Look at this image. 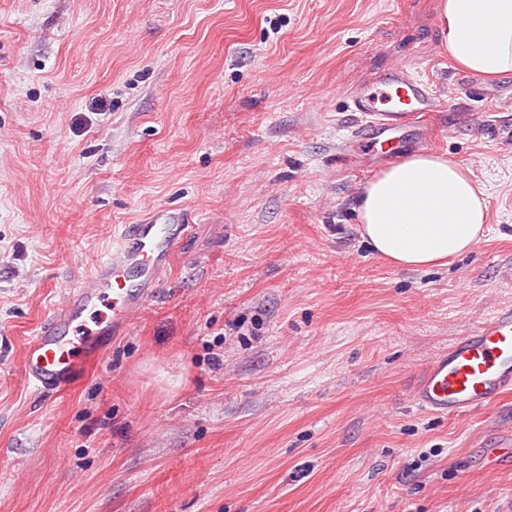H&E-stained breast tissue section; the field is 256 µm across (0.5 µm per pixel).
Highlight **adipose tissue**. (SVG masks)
Instances as JSON below:
<instances>
[{
  "mask_svg": "<svg viewBox=\"0 0 512 512\" xmlns=\"http://www.w3.org/2000/svg\"><path fill=\"white\" fill-rule=\"evenodd\" d=\"M439 34L463 70L512 72V0H440ZM359 232L393 265L429 269L474 250L485 232L483 192L456 161L420 152L368 181L357 200Z\"/></svg>",
  "mask_w": 512,
  "mask_h": 512,
  "instance_id": "1",
  "label": "adipose tissue"
}]
</instances>
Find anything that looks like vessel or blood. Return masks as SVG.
Instances as JSON below:
<instances>
[{
  "mask_svg": "<svg viewBox=\"0 0 512 512\" xmlns=\"http://www.w3.org/2000/svg\"><path fill=\"white\" fill-rule=\"evenodd\" d=\"M354 111L399 128L420 123L445 102L430 83L402 69L385 73L357 90ZM189 227L179 214L153 211L141 224H120L112 231V256L100 261L82 287L68 291L63 306L39 326L22 359L26 383L42 395L68 390L85 363L103 351L97 330L87 326L104 299L112 301L113 336L124 334L142 314L166 279L173 253ZM512 391V303L483 318L446 351L435 355L413 384L411 400L438 415L469 414L494 405Z\"/></svg>",
  "mask_w": 512,
  "mask_h": 512,
  "instance_id": "vessel-or-blood-1",
  "label": "vessel or blood"
}]
</instances>
